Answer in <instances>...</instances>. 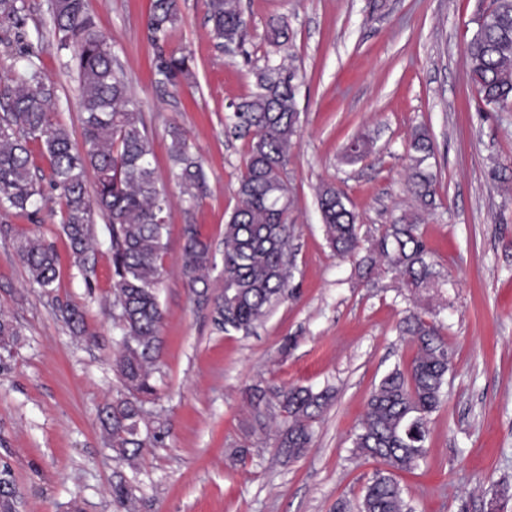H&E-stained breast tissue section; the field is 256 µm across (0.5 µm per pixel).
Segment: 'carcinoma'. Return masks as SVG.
Returning <instances> with one entry per match:
<instances>
[{"label":"carcinoma","instance_id":"carcinoma-1","mask_svg":"<svg viewBox=\"0 0 512 512\" xmlns=\"http://www.w3.org/2000/svg\"><path fill=\"white\" fill-rule=\"evenodd\" d=\"M204 4L217 45L241 50L246 22L240 0H204ZM482 17L483 24L466 44L464 62L484 111H504L512 105V0H493ZM180 18L178 0H152L146 36L154 50V81L165 90L175 91L193 77L191 53L167 48ZM24 24V0H0V28L15 30L21 40ZM287 28L283 18L270 22V54L280 52ZM51 31L56 50L69 52L77 71L82 141L76 144L68 128L56 120L54 88L44 82L32 53L21 52V67L0 83V211L33 217L45 201L31 160L34 143L48 160V182L59 191L62 230L78 265H85L95 251L94 214L106 220L112 253V319L121 336L114 366L123 392L101 410L100 420L112 447L131 461L161 436L146 422L144 405L157 393L153 374L163 319L158 288L171 199L158 185L153 140L139 102L87 0H52ZM296 78L295 69L268 58L255 72V91L229 104L228 124L250 137V147L237 190L240 204L224 224L220 294L210 293L215 266L211 244L197 225L183 228L182 276L199 302L212 307L215 321L226 331H249L288 295L283 268L294 225L286 166L298 131ZM169 136L172 177L184 201L192 204L205 182L202 161L179 128H171ZM408 158V192L417 210L428 211L435 204L437 174L426 128L414 131ZM317 202L327 242L337 255L360 257L368 271L381 261L405 288L428 294L443 286L437 263L418 232V215L400 216L364 249L357 217L346 207L343 191L326 184L318 191ZM15 248L28 268L30 283L46 293L53 291L54 248L29 235L19 236ZM363 249L367 255L362 257ZM59 311L73 332H83L84 318L78 310L62 304ZM401 333L416 344L417 354L408 369H393L373 389L354 439L358 454L386 466L366 486L361 512H411L394 473L410 472L424 459L427 423L442 404L450 361L440 328L412 313L403 321ZM19 341L16 325L0 315V369L7 368ZM262 397L266 407L281 417L278 448L290 460L300 457L311 443L312 422L327 405L328 390L270 386L262 390Z\"/></svg>","mask_w":512,"mask_h":512}]
</instances>
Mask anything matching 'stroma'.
I'll return each instance as SVG.
<instances>
[{"label": "stroma", "mask_w": 512, "mask_h": 512, "mask_svg": "<svg viewBox=\"0 0 512 512\" xmlns=\"http://www.w3.org/2000/svg\"><path fill=\"white\" fill-rule=\"evenodd\" d=\"M150 0H88L90 13L124 67L154 139L153 165L171 197L168 248L159 286L164 320L148 409L164 436L132 462L108 445L99 412L120 383L112 362V259L102 217L87 268L76 263L48 204L33 218L0 217V311L21 331L0 371V465L8 464L24 512H126L112 488L128 482L136 512H336L357 508L383 464L358 456L353 438L366 402L391 369L408 368L416 347L398 324L419 309L445 327L451 367L430 417L426 456L397 480L413 512H512V110L482 111L464 48L491 0H241L244 53L217 48L203 0H179L169 46L194 58L190 86L169 96L152 82L146 38ZM25 38L0 31V78L20 50L37 53L55 88V115L81 138L76 72L41 32L50 0H25ZM285 18L282 54L303 80L300 115L286 167L296 226L289 293L252 333L221 330L180 270L183 227L198 225L222 251L236 209L249 140L234 135L228 105L250 95L268 50L270 20ZM178 125L200 156L206 190L182 202L169 174L167 129ZM426 127L438 171L435 211L419 232L446 283L415 301L384 266L359 276L325 239L317 189L335 184L362 235H378L410 211L405 173L413 131ZM370 151L347 162L349 143ZM35 235L57 253L52 294L33 286L13 240ZM83 312L76 335L57 311ZM329 389L313 441L287 462L276 425L253 406L257 389Z\"/></svg>", "instance_id": "35a3bbf8"}]
</instances>
